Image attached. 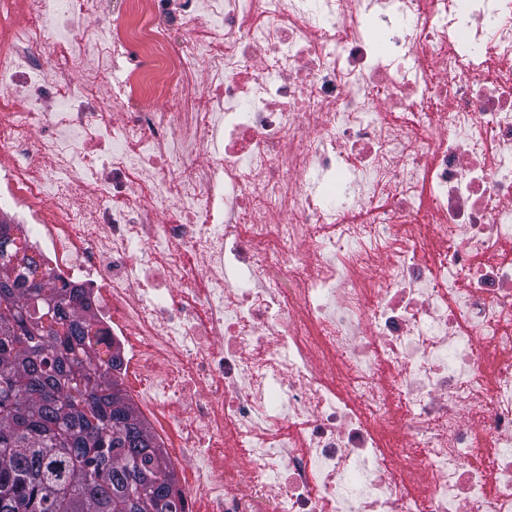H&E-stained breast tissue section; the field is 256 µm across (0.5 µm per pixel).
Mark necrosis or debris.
Here are the masks:
<instances>
[{
	"label": "necrosis or debris",
	"instance_id": "obj_1",
	"mask_svg": "<svg viewBox=\"0 0 512 512\" xmlns=\"http://www.w3.org/2000/svg\"><path fill=\"white\" fill-rule=\"evenodd\" d=\"M27 2L0 216L184 512H512V0Z\"/></svg>",
	"mask_w": 512,
	"mask_h": 512
}]
</instances>
